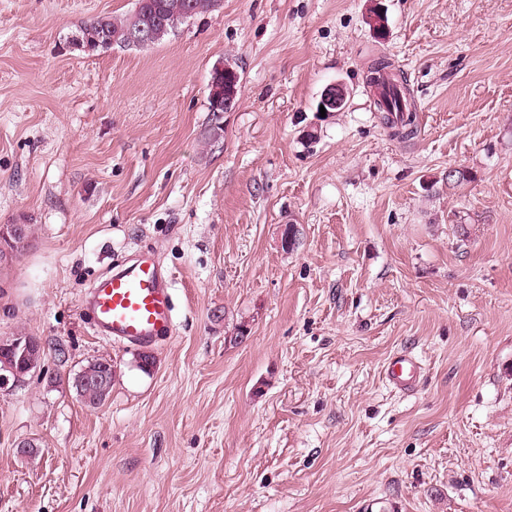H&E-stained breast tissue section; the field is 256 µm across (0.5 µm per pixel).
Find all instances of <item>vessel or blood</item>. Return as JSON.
<instances>
[{"label": "vessel or blood", "mask_w": 512, "mask_h": 512, "mask_svg": "<svg viewBox=\"0 0 512 512\" xmlns=\"http://www.w3.org/2000/svg\"><path fill=\"white\" fill-rule=\"evenodd\" d=\"M173 291V279L156 257L134 254L90 288L87 307L92 328L122 346L155 344L174 326ZM384 375L390 386L407 394L418 387L422 365L400 353L389 360Z\"/></svg>", "instance_id": "b4317fda"}]
</instances>
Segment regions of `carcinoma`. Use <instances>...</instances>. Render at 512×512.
<instances>
[{
    "label": "carcinoma",
    "instance_id": "1",
    "mask_svg": "<svg viewBox=\"0 0 512 512\" xmlns=\"http://www.w3.org/2000/svg\"><path fill=\"white\" fill-rule=\"evenodd\" d=\"M186 0H135L134 8L123 17L110 16L96 17L86 22L79 30L82 35L93 34L101 40L99 49H110L114 46L128 47V32L131 20L136 18L143 25L152 28L150 45L162 42L178 25L185 22L183 7ZM385 72L391 80V87L377 102L382 112L392 110L403 113L398 122L391 124L393 135L398 138H407L414 134L415 112L412 109L410 93L406 87V80L391 71V63L381 60L371 67L370 72ZM114 374H109L108 382L104 386L91 384L77 391V395L90 406L104 404L112 393Z\"/></svg>",
    "mask_w": 512,
    "mask_h": 512
}]
</instances>
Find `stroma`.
I'll return each instance as SVG.
<instances>
[{"label": "stroma", "mask_w": 512, "mask_h": 512, "mask_svg": "<svg viewBox=\"0 0 512 512\" xmlns=\"http://www.w3.org/2000/svg\"><path fill=\"white\" fill-rule=\"evenodd\" d=\"M133 4L0 0V226L30 230L0 335L46 353L0 388V512H512V0H221L147 49L68 43ZM380 59L412 139L365 87ZM140 251L175 327L122 348L83 301ZM399 352L415 394L382 377ZM91 359L99 407L66 383ZM392 64L389 61L381 60L374 64L370 69V73H378L384 71L388 78L392 81L390 89L383 96V100L377 102V106L381 112H401L403 116L396 121L390 123L393 129V135L398 138H407L414 134L415 128V112L412 109L410 93L406 87V80L400 74L393 73L389 67ZM406 113V116L404 114ZM211 95L209 88V110L212 112H231L237 105L238 88L240 75L235 68L229 64H218L212 73ZM211 101V109H210ZM102 360L103 359H93V360L87 361V363L83 367H81V369L79 371H83L84 376H88L90 378L96 377L93 380V382H95V383L103 382L106 379L107 371H106V369H104V371L102 369L103 363L100 362ZM101 372H102V376L97 377ZM77 373H75L72 377L68 376V378H67L68 386H71L76 391L77 395L79 397H81V399L86 404H88L90 406L103 405L109 399V397L111 396V393H112V382L114 380V374H115L114 367L112 369L111 374H109L108 382L106 385L99 386L96 384H91V385L83 387L82 390H78V388H76L74 386V378Z\"/></svg>", "instance_id": "stroma-1"}]
</instances>
